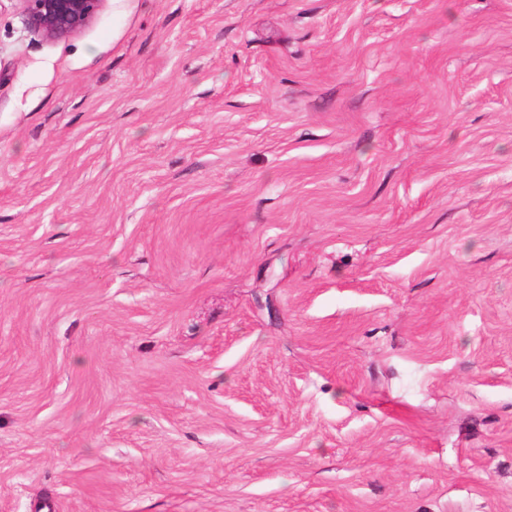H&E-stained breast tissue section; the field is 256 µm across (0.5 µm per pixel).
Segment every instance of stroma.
Returning a JSON list of instances; mask_svg holds the SVG:
<instances>
[{
  "instance_id": "1",
  "label": "stroma",
  "mask_w": 512,
  "mask_h": 512,
  "mask_svg": "<svg viewBox=\"0 0 512 512\" xmlns=\"http://www.w3.org/2000/svg\"><path fill=\"white\" fill-rule=\"evenodd\" d=\"M0 512H512V0H0ZM31 29L46 39L61 40L87 28L106 0H16Z\"/></svg>"
}]
</instances>
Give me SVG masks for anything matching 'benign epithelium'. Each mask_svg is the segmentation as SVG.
Listing matches in <instances>:
<instances>
[{"label":"benign epithelium","instance_id":"1","mask_svg":"<svg viewBox=\"0 0 512 512\" xmlns=\"http://www.w3.org/2000/svg\"><path fill=\"white\" fill-rule=\"evenodd\" d=\"M31 29L50 40L74 36L95 19L106 0H17Z\"/></svg>","mask_w":512,"mask_h":512}]
</instances>
